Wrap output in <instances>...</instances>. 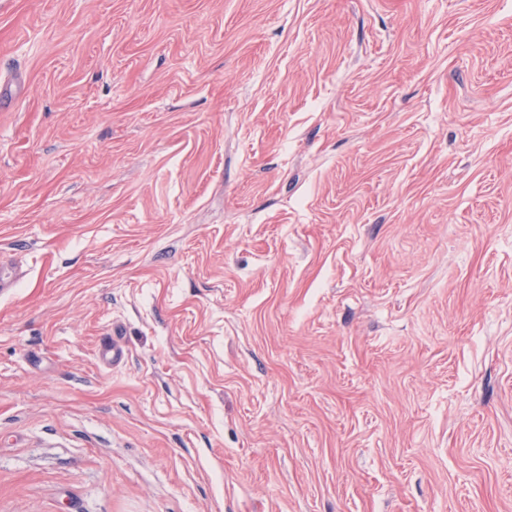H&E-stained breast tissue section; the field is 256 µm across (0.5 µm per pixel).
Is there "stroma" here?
I'll return each instance as SVG.
<instances>
[{
	"mask_svg": "<svg viewBox=\"0 0 512 512\" xmlns=\"http://www.w3.org/2000/svg\"><path fill=\"white\" fill-rule=\"evenodd\" d=\"M0 251V512H512V0H0ZM25 276L22 267L16 265L13 259L4 258L0 254V294H4L13 288L15 283Z\"/></svg>",
	"mask_w": 512,
	"mask_h": 512,
	"instance_id": "obj_1",
	"label": "stroma"
}]
</instances>
